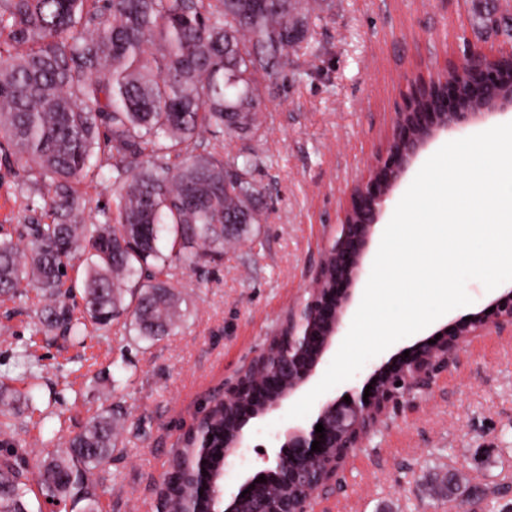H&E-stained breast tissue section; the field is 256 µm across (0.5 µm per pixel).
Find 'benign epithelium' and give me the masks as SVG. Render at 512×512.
<instances>
[{
    "label": "benign epithelium",
    "instance_id": "benign-epithelium-1",
    "mask_svg": "<svg viewBox=\"0 0 512 512\" xmlns=\"http://www.w3.org/2000/svg\"><path fill=\"white\" fill-rule=\"evenodd\" d=\"M512 61V48L496 54L473 51L463 62L444 71L443 90L425 79L414 83L404 94L402 106L394 113L391 134L385 147L369 166L368 173L349 192L340 224L325 246L309 288L288 313L279 335H288V356L272 363L262 355L248 369L224 384V398H232L249 388L253 372L269 370L281 378L277 397L264 401L262 414L279 408L282 402L303 387L318 363L345 329L354 291L364 274V259L375 226L386 202L418 155L440 134L462 128L512 106V72L503 67ZM429 97L440 101L438 112H413L415 103ZM437 333L436 343L415 345L409 357L385 362L375 368L368 400L364 391L351 390L344 397H326L319 403L317 417L309 426H296L285 434L275 456L276 466L293 465L290 477L305 493L290 499L272 493L261 484L246 480L239 491L225 497L216 492L222 506L212 512H236L242 491L256 496L257 512H316L323 492L336 485L352 449L359 448L389 417L418 396L430 394L438 377L456 363L460 352L474 336L512 335V285L499 291L488 307L470 314V320L456 319ZM323 424L324 434L315 432ZM321 441L322 451H311L312 442Z\"/></svg>",
    "mask_w": 512,
    "mask_h": 512
}]
</instances>
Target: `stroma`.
<instances>
[{
	"mask_svg": "<svg viewBox=\"0 0 512 512\" xmlns=\"http://www.w3.org/2000/svg\"><path fill=\"white\" fill-rule=\"evenodd\" d=\"M320 21L306 53L261 81L257 133L226 138L225 154L251 151L261 223L196 270L173 269L187 302L180 331L156 341L113 326L84 343L41 326L35 291L0 296V394L11 401L12 450L36 462L51 432L68 437L112 410L124 442L97 471L103 512H154L155 492L201 408L249 363L302 297L351 187L390 132L409 80L460 63L469 51L512 43L498 26L512 0H316ZM37 173L0 174V233L44 219ZM28 351L40 378L34 406L17 364ZM292 400L244 428L247 447L222 485L273 468ZM479 485L512 467V338L479 336L431 395L390 416L355 449L317 512H453L431 494L448 468Z\"/></svg>",
	"mask_w": 512,
	"mask_h": 512,
	"instance_id": "stroma-1",
	"label": "stroma"
}]
</instances>
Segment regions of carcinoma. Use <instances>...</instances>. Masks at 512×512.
Returning <instances> with one entry per match:
<instances>
[{"mask_svg": "<svg viewBox=\"0 0 512 512\" xmlns=\"http://www.w3.org/2000/svg\"><path fill=\"white\" fill-rule=\"evenodd\" d=\"M309 0H0V160L35 170L48 197L47 221L0 239V292L26 285L53 299L44 322L82 341L87 324L123 322L146 340L176 332L184 299L169 284L174 266L193 270L206 255L261 223L256 158H224L218 136L258 129V74L279 75L310 45ZM112 160L114 209L86 223L78 185ZM168 234V252L160 241ZM85 262L82 282L68 277ZM82 288L83 316L68 301ZM207 430L224 450V423L237 413L214 399ZM122 443L112 411L78 434L43 443L34 466L0 454V512H31L32 485L98 512L94 471ZM188 437L157 489L175 512L193 501L183 483L195 468ZM468 486L448 472L439 496ZM506 480L480 490V512H498Z\"/></svg>", "mask_w": 512, "mask_h": 512, "instance_id": "cac0c4a2", "label": "carcinoma"}]
</instances>
